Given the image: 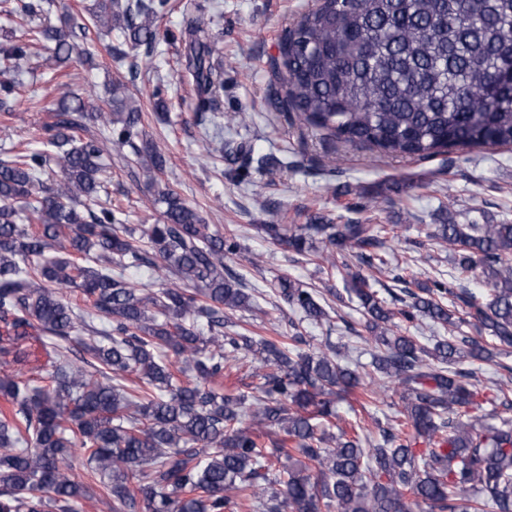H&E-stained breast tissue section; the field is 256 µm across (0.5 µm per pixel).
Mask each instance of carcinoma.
<instances>
[{
	"instance_id": "cac0c4a2",
	"label": "carcinoma",
	"mask_w": 512,
	"mask_h": 512,
	"mask_svg": "<svg viewBox=\"0 0 512 512\" xmlns=\"http://www.w3.org/2000/svg\"><path fill=\"white\" fill-rule=\"evenodd\" d=\"M13 2L21 36L0 45V109L42 50L55 97L44 148L0 158V365L11 369L0 375V512H76L86 499L114 512H484L488 502L512 512V379L489 388L501 410L471 414L482 393L475 365L512 347V224L438 225L455 268L490 286L482 302L441 282L415 292L396 274L410 298L396 311L368 275H350L376 383L336 346L304 350L298 330L226 335V313L252 308L224 264L240 250L236 237L162 181L167 159L136 144L142 109L123 85L102 99L64 81L73 62L93 64L82 48L92 32L117 30L151 58L166 39L156 20L167 0H93L60 25L47 18L53 0ZM207 28L201 15L187 27L200 112L224 88ZM509 63L512 0H317L283 32L270 97L344 143L430 159L512 147V92L487 95ZM112 143L131 148L162 223L133 227L112 205ZM256 228L299 255L387 270L375 224L318 217ZM128 269L167 283L154 290ZM277 288L306 319L328 320L315 289L287 276ZM419 317L452 335L429 345L402 330ZM247 352L260 363L257 394L221 392L224 363ZM188 371L191 380L177 377ZM390 383L404 419L380 427L374 447L357 423L332 431L335 397L359 389L371 402Z\"/></svg>"
}]
</instances>
